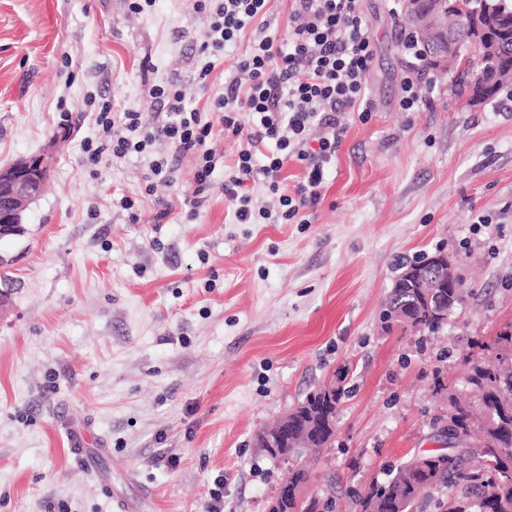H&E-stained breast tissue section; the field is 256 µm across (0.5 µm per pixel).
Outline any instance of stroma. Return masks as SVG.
Here are the masks:
<instances>
[{"mask_svg":"<svg viewBox=\"0 0 512 512\" xmlns=\"http://www.w3.org/2000/svg\"><path fill=\"white\" fill-rule=\"evenodd\" d=\"M402 0H361L375 48L372 112L346 118L325 198L304 224H238L219 187L188 219L176 185L138 194L156 143L91 176L93 113L156 120L152 86L199 107L239 77L257 35L228 45L195 88L208 29L190 0H0V167L41 155L43 192L0 239V512H266L284 475L255 435L315 386L344 377L335 442L311 491L384 481L451 446L448 397L512 323V110L478 106L424 69L429 107L398 108L410 59ZM172 212L153 223L158 201ZM455 257L462 297L438 335L384 330L400 263Z\"/></svg>","mask_w":512,"mask_h":512,"instance_id":"35a3bbf8","label":"stroma"}]
</instances>
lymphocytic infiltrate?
Listing matches in <instances>:
<instances>
[{"label": "lymphocytic infiltrate", "mask_w": 512, "mask_h": 512, "mask_svg": "<svg viewBox=\"0 0 512 512\" xmlns=\"http://www.w3.org/2000/svg\"><path fill=\"white\" fill-rule=\"evenodd\" d=\"M192 2L194 11L209 15L197 66V85L205 92L226 46L266 13L269 0ZM292 12L295 25L287 45H278L269 36L254 39L238 62L248 75L246 85H229L209 108L188 105L176 82L154 86L153 96L162 99L167 110L151 126L143 124L134 109L116 112L102 103L94 112L98 137L82 145L85 162L96 166L104 158L123 159L165 142L170 152L149 164L145 190L153 192L159 182L175 183L176 159L192 157L195 189L183 202L193 219L203 194L212 187L220 156L210 143L222 130L241 141L235 173L222 186L239 223L253 217L249 184L258 178L277 193L284 223H305L307 210L323 198L325 167L342 143L341 114L354 112L364 121L372 110L367 75L374 47L360 0H292ZM267 142L273 143V151L257 157L259 145ZM291 161L301 164L304 174L294 192L284 194L280 175Z\"/></svg>", "instance_id": "lymphocytic-infiltrate-1"}]
</instances>
